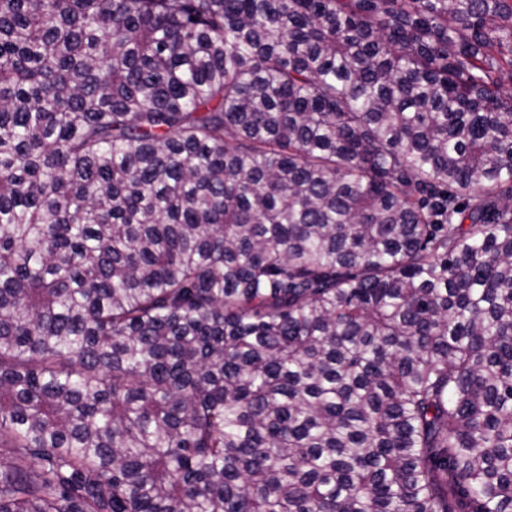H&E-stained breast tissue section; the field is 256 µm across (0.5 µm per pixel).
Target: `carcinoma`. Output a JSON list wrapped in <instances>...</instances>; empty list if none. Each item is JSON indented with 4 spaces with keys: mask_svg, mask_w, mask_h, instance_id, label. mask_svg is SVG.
Listing matches in <instances>:
<instances>
[{
    "mask_svg": "<svg viewBox=\"0 0 512 512\" xmlns=\"http://www.w3.org/2000/svg\"><path fill=\"white\" fill-rule=\"evenodd\" d=\"M0 512H512V0H0Z\"/></svg>",
    "mask_w": 512,
    "mask_h": 512,
    "instance_id": "1",
    "label": "carcinoma"
}]
</instances>
